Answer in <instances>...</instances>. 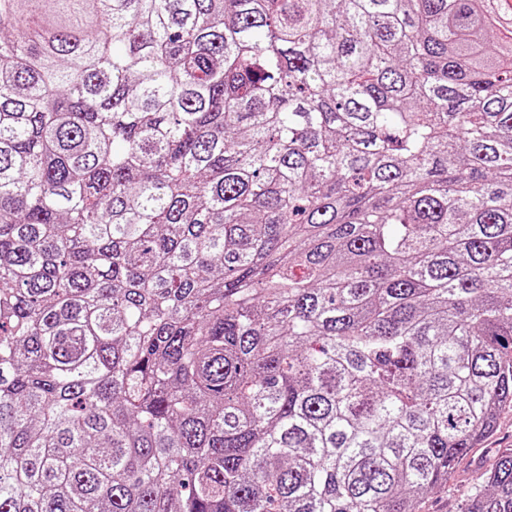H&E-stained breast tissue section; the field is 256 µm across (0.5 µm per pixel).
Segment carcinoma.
<instances>
[{
	"mask_svg": "<svg viewBox=\"0 0 512 512\" xmlns=\"http://www.w3.org/2000/svg\"><path fill=\"white\" fill-rule=\"evenodd\" d=\"M506 405L507 0H0V512H419Z\"/></svg>",
	"mask_w": 512,
	"mask_h": 512,
	"instance_id": "obj_1",
	"label": "carcinoma"
}]
</instances>
